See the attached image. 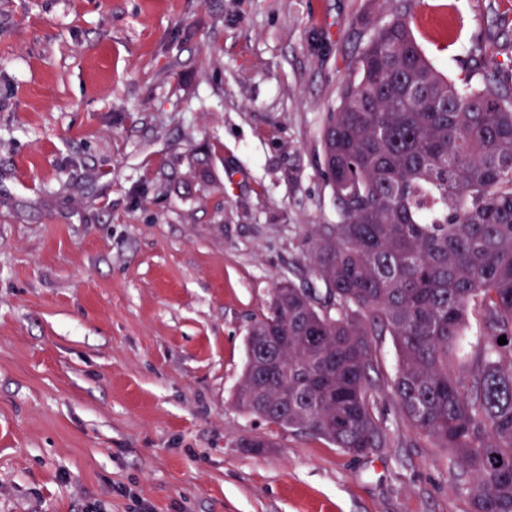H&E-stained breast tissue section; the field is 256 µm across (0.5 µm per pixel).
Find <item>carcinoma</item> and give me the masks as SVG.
Instances as JSON below:
<instances>
[{"instance_id": "1", "label": "carcinoma", "mask_w": 512, "mask_h": 512, "mask_svg": "<svg viewBox=\"0 0 512 512\" xmlns=\"http://www.w3.org/2000/svg\"><path fill=\"white\" fill-rule=\"evenodd\" d=\"M356 70L321 136L337 202L309 256L324 299L277 281L248 327L234 402L366 455L386 440L371 372L374 337L388 335L411 426L471 477L474 512H512V98L491 64L448 79L405 11ZM472 315L487 338L468 358Z\"/></svg>"}]
</instances>
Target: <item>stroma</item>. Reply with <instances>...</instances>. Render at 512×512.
<instances>
[{
  "instance_id": "obj_1",
  "label": "stroma",
  "mask_w": 512,
  "mask_h": 512,
  "mask_svg": "<svg viewBox=\"0 0 512 512\" xmlns=\"http://www.w3.org/2000/svg\"><path fill=\"white\" fill-rule=\"evenodd\" d=\"M512 93V0H410ZM388 0H0V512H472L391 394L363 456L241 411L277 279L319 282L321 131Z\"/></svg>"
}]
</instances>
